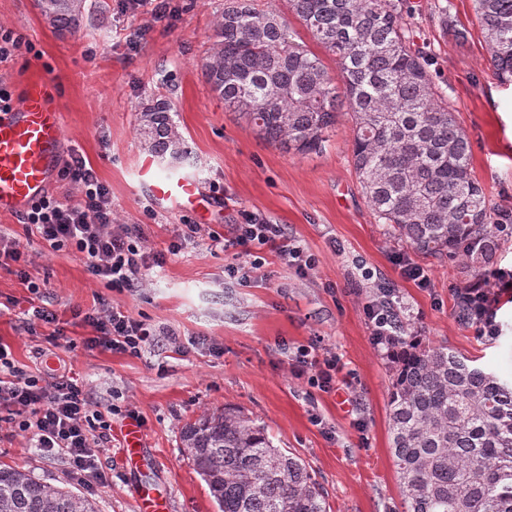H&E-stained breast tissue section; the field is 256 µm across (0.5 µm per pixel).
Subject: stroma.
<instances>
[{
  "mask_svg": "<svg viewBox=\"0 0 512 512\" xmlns=\"http://www.w3.org/2000/svg\"><path fill=\"white\" fill-rule=\"evenodd\" d=\"M120 2L108 0V9L62 38L35 0H0V32L22 41L0 64V81L19 101L28 80L50 79L52 103L63 115L62 151L90 162L112 194L117 223L147 225L158 249L168 246L175 225L198 224L203 233L163 269L145 271L135 288L118 292L91 275L80 253L49 251L20 217L0 215V233L25 248L27 272L21 278L0 269V343L10 347L17 366L30 370L41 361L49 348L46 331L29 325L22 312L28 281L43 284L45 305L57 310L74 343L65 356L74 377L94 404L122 408L112 418V446L101 457L112 471L111 486L95 494L101 512H137L139 486L170 497L173 512H217L181 453L180 432L203 413L224 408L243 410L276 446L301 457L323 488L329 512H404L391 451L390 362L372 340L364 306L378 298L380 285L392 286L404 338L448 346L512 382V295L497 298L499 336H483L459 318L455 294L468 279L457 263L414 255L368 205L351 163L347 109L338 111L325 150L307 156L283 152L225 111L200 70L224 0H166L160 17L147 7L122 9ZM402 13L471 143L476 179L493 202L512 207V84H500L493 74L473 0H402ZM448 20L468 29L466 41L453 39ZM154 96L172 102L190 151L183 169L202 181L212 205L161 211L142 189L140 170L150 152L137 133L139 108ZM251 216L283 225L317 256V268L303 276L272 255L267 278L225 277L224 254L212 248L209 235ZM401 255L421 264L430 287L401 276ZM366 268L371 278H363ZM99 299L156 327L159 336L141 357L84 348L95 330L72 312L92 309ZM171 332L181 348L169 343ZM314 340L339 358L352 378L351 392L325 393L291 375L294 348ZM212 343L220 355L210 354ZM127 410L142 421L147 461L136 470L124 460L119 433ZM315 414L321 425L312 423ZM0 464L84 489L64 456L43 455L6 427L0 429Z\"/></svg>",
  "mask_w": 512,
  "mask_h": 512,
  "instance_id": "1",
  "label": "stroma"
}]
</instances>
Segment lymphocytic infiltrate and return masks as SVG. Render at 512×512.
<instances>
[{
	"label": "lymphocytic infiltrate",
	"mask_w": 512,
	"mask_h": 512,
	"mask_svg": "<svg viewBox=\"0 0 512 512\" xmlns=\"http://www.w3.org/2000/svg\"><path fill=\"white\" fill-rule=\"evenodd\" d=\"M59 175L74 185L75 197L42 196L25 211L23 219L35 226L50 249L67 247L81 253L91 275L111 284L113 290L134 287L145 270L163 267L168 256L193 244L201 232L200 225H186L167 249H154L143 225L113 229L112 195L83 156L71 155ZM210 240L227 256L224 272L231 277L245 268L260 270L271 254L303 275L318 263L313 254L288 238L282 225L260 219L233 225L226 237L211 234ZM381 294V299L368 302L364 311L375 344L392 349L398 343L391 311L394 290L385 286ZM495 300L484 280L457 293L459 306L485 336L499 332ZM73 315L95 330L94 336L84 341L89 350L103 348L138 357L157 337L153 325L105 305L89 311L77 309ZM288 365L291 374L306 379L310 387L331 392L338 386L341 367L335 355L318 357L311 347L302 345ZM120 411L117 405L98 409L83 384L71 376L64 359L27 372L16 365L7 346L0 344V413L6 423L40 453L66 456L74 477L89 492L108 487L112 481L100 456L112 443V417Z\"/></svg>",
	"instance_id": "f902f5d3"
}]
</instances>
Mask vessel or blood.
<instances>
[{"mask_svg": "<svg viewBox=\"0 0 512 512\" xmlns=\"http://www.w3.org/2000/svg\"><path fill=\"white\" fill-rule=\"evenodd\" d=\"M62 137L61 114L48 99L45 81H28L22 103L0 113V213H22L45 193L56 176ZM141 183L162 211L192 210L206 198L195 176L157 173L149 159Z\"/></svg>", "mask_w": 512, "mask_h": 512, "instance_id": "b4317fda", "label": "vessel or blood"}]
</instances>
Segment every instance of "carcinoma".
I'll list each match as a JSON object with an SVG mask.
<instances>
[{"instance_id":"carcinoma-1","label":"carcinoma","mask_w":512,"mask_h":512,"mask_svg":"<svg viewBox=\"0 0 512 512\" xmlns=\"http://www.w3.org/2000/svg\"><path fill=\"white\" fill-rule=\"evenodd\" d=\"M498 80L512 82V0H474ZM61 37L77 34L87 0H36ZM311 38L336 57L331 75L288 22L255 0H224L201 72L224 109L286 152L322 151L336 111L353 114L352 164L382 224L416 253L456 259L482 276L512 208L489 199L471 170V144L435 86L399 0H288ZM170 100L142 105L139 135L155 157L182 161ZM389 419L405 512H512V386L440 345L401 341ZM181 448L218 512H327L296 454L239 411L204 415ZM0 512H99L96 499L0 465Z\"/></svg>"}]
</instances>
